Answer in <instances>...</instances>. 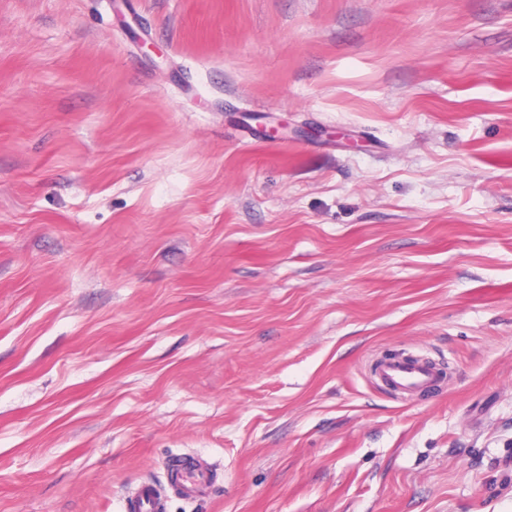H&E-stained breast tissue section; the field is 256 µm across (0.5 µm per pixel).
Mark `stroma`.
<instances>
[{
	"label": "stroma",
	"instance_id": "35a3bbf8",
	"mask_svg": "<svg viewBox=\"0 0 512 512\" xmlns=\"http://www.w3.org/2000/svg\"><path fill=\"white\" fill-rule=\"evenodd\" d=\"M182 453L168 512H512V0H0V512ZM376 377L398 395L422 394L440 383L438 369L425 361H409L395 357L382 361ZM173 490L185 501H194L204 496L211 486L208 470L198 467H182L170 473Z\"/></svg>",
	"mask_w": 512,
	"mask_h": 512
}]
</instances>
